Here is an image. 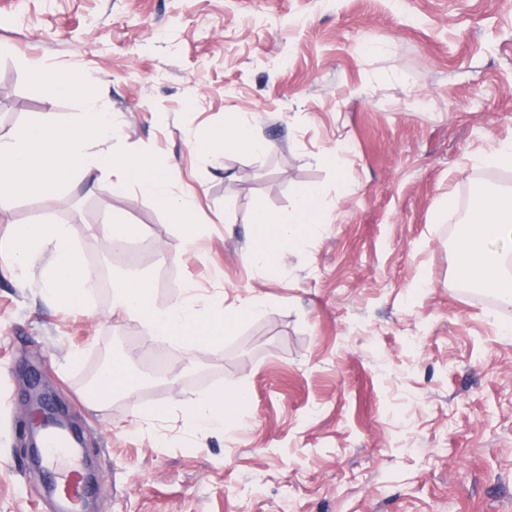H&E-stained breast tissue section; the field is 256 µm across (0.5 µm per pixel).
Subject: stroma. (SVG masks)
Listing matches in <instances>:
<instances>
[{
	"label": "stroma",
	"instance_id": "stroma-1",
	"mask_svg": "<svg viewBox=\"0 0 512 512\" xmlns=\"http://www.w3.org/2000/svg\"><path fill=\"white\" fill-rule=\"evenodd\" d=\"M0 130L82 107L24 85L28 69L89 75L111 112L110 149L171 165L201 224L183 235L112 176L60 201L0 207L65 224L98 287L49 300L0 255V512H55L26 454L38 375L80 426L97 473L92 512H512V309L464 285L447 200L512 190L480 155L512 140V0H0ZM246 114L271 151L193 148ZM319 188L327 224L251 264L255 211L287 215ZM142 229L135 254L99 227ZM130 268L165 307L194 287L207 318L264 304L209 349L157 344L112 309ZM106 360L134 388L85 396ZM245 389L221 431L190 429L203 394Z\"/></svg>",
	"mask_w": 512,
	"mask_h": 512
}]
</instances>
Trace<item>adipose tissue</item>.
Wrapping results in <instances>:
<instances>
[{"mask_svg": "<svg viewBox=\"0 0 512 512\" xmlns=\"http://www.w3.org/2000/svg\"><path fill=\"white\" fill-rule=\"evenodd\" d=\"M196 150L216 158L239 148L261 155L270 146L255 132L246 118L234 120L224 131L197 142ZM318 188L305 189L287 216L267 212L256 214L250 226L249 260L266 271H273L277 251L288 249L296 238L321 232L325 214L318 204ZM0 253L8 255L11 269L27 275L33 259L49 254L43 270L49 299L70 304H86L96 288V277L85 262L79 247L63 224H20L0 239ZM454 268L468 286L495 295L503 308L512 307V193L485 190L473 203L471 217L453 246ZM153 284L134 277L112 283V305L146 323L153 338L164 345L181 341L194 352L213 345L219 333L204 320L192 295H185L160 308L151 301ZM234 419L224 409V395L213 392L200 397L187 411L185 420L200 430L220 431Z\"/></svg>", "mask_w": 512, "mask_h": 512, "instance_id": "adipose-tissue-1", "label": "adipose tissue"}]
</instances>
